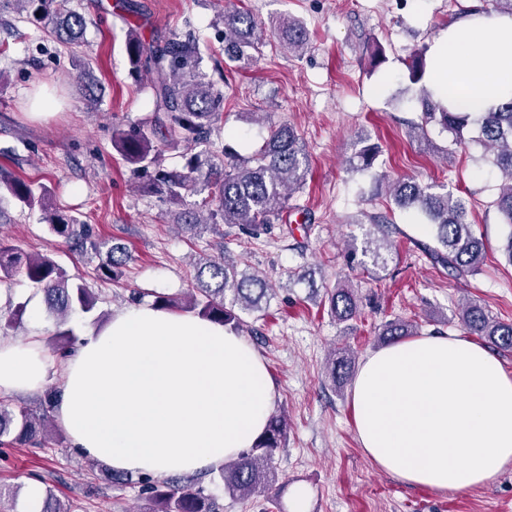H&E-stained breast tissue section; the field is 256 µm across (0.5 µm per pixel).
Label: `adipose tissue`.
<instances>
[{
  "label": "adipose tissue",
  "mask_w": 512,
  "mask_h": 512,
  "mask_svg": "<svg viewBox=\"0 0 512 512\" xmlns=\"http://www.w3.org/2000/svg\"><path fill=\"white\" fill-rule=\"evenodd\" d=\"M512 16L473 13L437 39L426 82L452 111L478 118L512 97ZM53 383L73 447L113 470L207 471L252 447L277 392L240 333L150 303L81 336L62 365L39 338L0 337V394ZM361 448L383 471L442 493L512 467V373L458 334L421 335L370 352L351 390Z\"/></svg>",
  "instance_id": "obj_1"
}]
</instances>
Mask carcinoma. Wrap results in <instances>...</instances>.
Instances as JSON below:
<instances>
[{"label": "carcinoma", "instance_id": "carcinoma-1", "mask_svg": "<svg viewBox=\"0 0 512 512\" xmlns=\"http://www.w3.org/2000/svg\"><path fill=\"white\" fill-rule=\"evenodd\" d=\"M13 4L15 10L28 15L39 14L38 20L51 27L59 41L72 43L87 25L84 14L66 6L67 0H0ZM224 56L233 62L247 59V51L255 48L261 38L257 21L246 11H224ZM282 48L298 55L307 48L304 26L293 19L282 21L277 29ZM133 68L145 72L152 96L154 131L162 137L163 147L140 130L115 129L112 142L123 159L134 170L148 174L143 184L145 192L155 195L165 206L179 209V224L192 232L203 223L236 224L243 232L253 234L270 227L287 208L293 192L302 188L308 173V154L301 138L288 125L270 128L262 148L246 160H238L224 150L210 151L209 159L199 156L188 159L178 170L160 168L163 148L182 147L191 150L201 143L215 145L211 139L224 122V113L216 110L217 94L213 84L199 72L201 51L195 36L172 34L152 42L142 39L138 26L130 27L126 45ZM413 83L423 80L426 72L424 52H416L406 61ZM470 118L435 101L428 94L422 98V122L415 126V135H426V126L435 122L452 136V144L465 142L464 130ZM481 142L492 152V164L504 179L495 205L503 223L512 224V100L490 108L477 118ZM379 155L378 147L367 145L357 153V167L373 168ZM395 205L403 211L415 210L429 224L442 249H433L436 262L448 268L457 279L474 276L485 261L486 247L482 238L471 229L469 210L464 200L452 193L435 192L433 186L414 179L397 180L388 184ZM7 190L29 208H39L51 235L70 243L77 250L99 251V241L88 224H76L48 202V197L31 183L0 170V190ZM366 238L363 255L378 263L381 252L391 248L381 236ZM129 254L125 247H109L106 259L98 266L99 275L106 279L117 276V269L126 264ZM22 276L44 295L47 310L54 316H69L77 311L89 313L97 297L82 284L70 281L67 271L50 253L23 254L0 242V284H10ZM275 293L273 284L258 271L238 269L224 259H202L194 266L192 288L187 292L188 307L198 315L215 322L244 328L241 311L261 312ZM329 311L337 321L352 320L359 312L355 291L339 285L327 292ZM462 322L468 333L479 336L503 351H512V322L501 321L477 303L463 310ZM419 335L411 322L396 318L378 332L381 343H394ZM356 356L346 347L331 353L327 362L328 378L342 384L353 376ZM288 423L284 415L270 414L263 435L251 448L219 469L224 491L232 496H249L272 490L275 476L272 462L285 442ZM46 417L18 406H0V445H37L46 440ZM110 480L118 483L136 482L146 495L149 512H216L214 498L195 489L180 477L155 480L150 476L133 478L131 473H112ZM41 512H73L48 489Z\"/></svg>", "mask_w": 512, "mask_h": 512}]
</instances>
